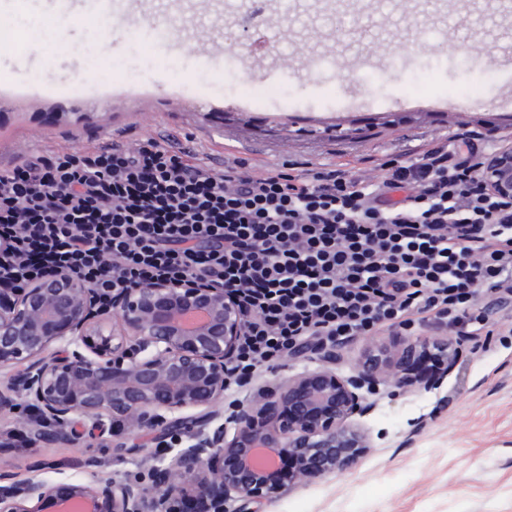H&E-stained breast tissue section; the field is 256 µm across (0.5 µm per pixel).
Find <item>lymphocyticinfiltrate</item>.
<instances>
[{
  "label": "lymphocytic infiltrate",
  "instance_id": "obj_1",
  "mask_svg": "<svg viewBox=\"0 0 512 512\" xmlns=\"http://www.w3.org/2000/svg\"><path fill=\"white\" fill-rule=\"evenodd\" d=\"M245 167L215 169L150 134L0 162V286L61 269L107 305L160 277L221 285L250 317L235 384L300 345L408 316L452 336L486 329L491 306L512 300V201L444 147L377 178Z\"/></svg>",
  "mask_w": 512,
  "mask_h": 512
}]
</instances>
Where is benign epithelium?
I'll list each match as a JSON object with an SVG mask.
<instances>
[{
	"mask_svg": "<svg viewBox=\"0 0 512 512\" xmlns=\"http://www.w3.org/2000/svg\"><path fill=\"white\" fill-rule=\"evenodd\" d=\"M479 171L496 193L512 199V143L483 157ZM246 318L224 289L201 280H157L127 291L110 307L67 272L0 294V416L27 426L26 447L74 443L77 426L112 436L115 458L136 453L153 435L164 452L148 480L93 483L15 481L0 473V512H249L247 505L351 468L372 438L356 417L369 412L380 386L392 396L429 390L457 363L446 336L381 344L349 376L336 371V344H309L305 369L234 399L227 365ZM423 353L428 376L407 371ZM293 456L297 469L278 463Z\"/></svg>",
	"mask_w": 512,
	"mask_h": 512,
	"instance_id": "obj_1",
	"label": "benign epithelium"
}]
</instances>
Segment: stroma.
<instances>
[{"instance_id":"1","label":"stroma","mask_w":512,"mask_h":512,"mask_svg":"<svg viewBox=\"0 0 512 512\" xmlns=\"http://www.w3.org/2000/svg\"><path fill=\"white\" fill-rule=\"evenodd\" d=\"M131 13L175 30L161 53L124 38L121 22L85 15L91 37L41 20V78L0 52V72L78 94L113 91L90 109L0 107V160L28 151L92 148L144 134L189 138L215 167L240 157L256 169L347 165L380 172L430 143L477 153L512 137V6L502 0H130ZM207 33L217 65L191 40ZM435 322L382 326L346 341L336 363L351 374L364 347L427 336ZM462 357L436 388L373 398L362 417L371 450L260 512H512V334L460 339ZM154 446L118 462L111 437L73 445L0 447L19 479L55 484L147 474Z\"/></svg>"}]
</instances>
